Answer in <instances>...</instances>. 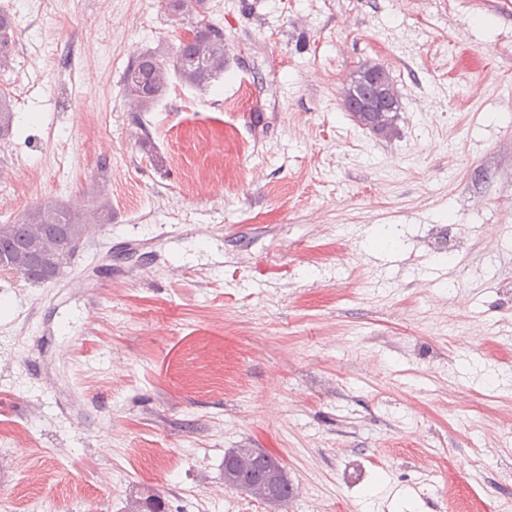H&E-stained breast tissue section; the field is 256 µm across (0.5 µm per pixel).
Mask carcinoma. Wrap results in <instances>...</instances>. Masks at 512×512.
I'll return each mask as SVG.
<instances>
[{
    "label": "carcinoma",
    "instance_id": "obj_1",
    "mask_svg": "<svg viewBox=\"0 0 512 512\" xmlns=\"http://www.w3.org/2000/svg\"><path fill=\"white\" fill-rule=\"evenodd\" d=\"M203 0H165V7L174 16L189 14ZM10 14L0 11V67L12 54L14 31ZM229 60L224 55V32L210 21H201L192 33L174 46L167 61L152 53H144L126 68L122 80L123 96L131 111L145 112L168 89L170 76L193 87H208L224 76ZM395 116L370 113L358 121L380 135L388 134ZM14 113L9 98L0 94V138L11 133ZM84 233L83 222L70 211L46 204H36L15 220L0 222V271H12L25 279L44 283L57 279L61 271L44 262L38 253L37 239L56 242L61 255L74 248ZM283 475L285 469L271 454L260 448H236L224 460V485L250 494L274 509L288 504L293 496L289 482L274 485L258 475L261 465ZM122 512H164L162 498L153 491L126 498Z\"/></svg>",
    "mask_w": 512,
    "mask_h": 512
}]
</instances>
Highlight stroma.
<instances>
[{
  "label": "stroma",
  "instance_id": "1",
  "mask_svg": "<svg viewBox=\"0 0 512 512\" xmlns=\"http://www.w3.org/2000/svg\"><path fill=\"white\" fill-rule=\"evenodd\" d=\"M0 7L16 50L50 54L52 23L86 58L28 71L0 213L95 225L71 287L0 275L15 512H122L146 487L166 512H271L225 486L236 448L284 465L285 512H512V0ZM203 19L223 78L130 111L129 62ZM366 62L401 100L385 136L341 105Z\"/></svg>",
  "mask_w": 512,
  "mask_h": 512
}]
</instances>
